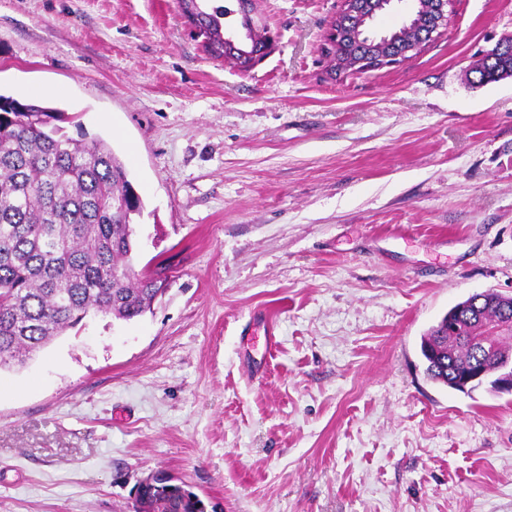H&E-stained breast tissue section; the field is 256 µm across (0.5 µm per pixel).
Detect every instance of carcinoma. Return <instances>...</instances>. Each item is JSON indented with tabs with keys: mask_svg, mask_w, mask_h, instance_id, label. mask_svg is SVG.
I'll list each match as a JSON object with an SVG mask.
<instances>
[{
	"mask_svg": "<svg viewBox=\"0 0 512 512\" xmlns=\"http://www.w3.org/2000/svg\"><path fill=\"white\" fill-rule=\"evenodd\" d=\"M197 0L212 39L222 42L224 8ZM481 86L512 77V46L471 67ZM64 113L0 93V369L23 367L31 355L91 311L131 321L165 291L157 269L134 268V216L142 198L124 163L102 139L61 132ZM462 332L491 336L512 303L477 293ZM427 378L454 388L455 375L494 364L477 345L435 327L420 345ZM134 512H205L184 483H146Z\"/></svg>",
	"mask_w": 512,
	"mask_h": 512,
	"instance_id": "cac0c4a2",
	"label": "carcinoma"
}]
</instances>
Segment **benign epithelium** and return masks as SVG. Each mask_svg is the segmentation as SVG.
<instances>
[{
    "label": "benign epithelium",
    "instance_id": "benign-epithelium-1",
    "mask_svg": "<svg viewBox=\"0 0 512 512\" xmlns=\"http://www.w3.org/2000/svg\"><path fill=\"white\" fill-rule=\"evenodd\" d=\"M395 0H341V9L331 21L324 36L323 52L330 59L333 70L376 71L407 61L431 40L433 34L448 26V5L451 0H412L406 27L410 36L401 40L387 35L378 39L367 34L368 25ZM181 12L197 35L204 38L207 49H212L206 27L197 11L184 4ZM247 37L224 39V57L237 62L247 70L260 60L269 46L266 26L252 19L247 22ZM502 393H512V357L498 359V368L492 380Z\"/></svg>",
    "mask_w": 512,
    "mask_h": 512
}]
</instances>
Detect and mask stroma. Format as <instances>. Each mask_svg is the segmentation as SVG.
<instances>
[{
    "label": "stroma",
    "mask_w": 512,
    "mask_h": 512,
    "mask_svg": "<svg viewBox=\"0 0 512 512\" xmlns=\"http://www.w3.org/2000/svg\"><path fill=\"white\" fill-rule=\"evenodd\" d=\"M341 0H252L249 71L178 0H0V93L79 116L168 285L0 371V512H134L164 470L218 512H512V394L424 374L469 295L512 294V0H452L397 66L327 73ZM276 344L266 348L264 331ZM247 37L228 39L224 37V59H234L240 69L247 70L260 60L269 46L266 26L262 21H254L249 14ZM476 61L471 67L474 73L473 85H484L504 78L512 77V46L498 49L484 63Z\"/></svg>",
    "instance_id": "obj_1"
}]
</instances>
